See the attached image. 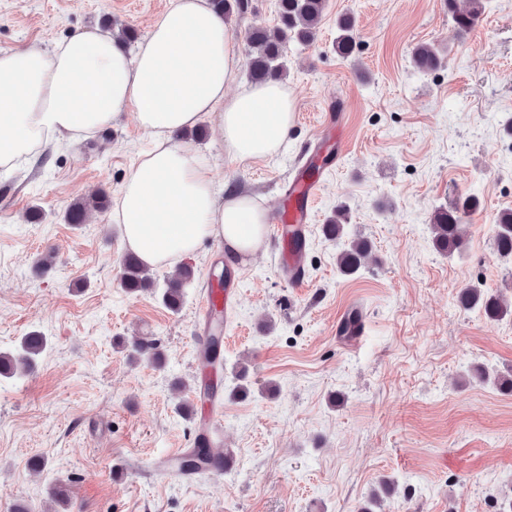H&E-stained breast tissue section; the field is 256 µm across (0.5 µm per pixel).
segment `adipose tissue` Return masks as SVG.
Returning a JSON list of instances; mask_svg holds the SVG:
<instances>
[{
    "instance_id": "1",
    "label": "adipose tissue",
    "mask_w": 512,
    "mask_h": 512,
    "mask_svg": "<svg viewBox=\"0 0 512 512\" xmlns=\"http://www.w3.org/2000/svg\"><path fill=\"white\" fill-rule=\"evenodd\" d=\"M238 63L209 0H171L133 56L112 30L99 28L49 51H0V166L96 134L133 109L153 147L118 191L126 245L150 267L175 264L209 237L234 255L253 254L263 242L265 211L247 194L220 197L208 161L175 138L210 117L232 159L277 154L294 122V102L279 83L226 96Z\"/></svg>"
}]
</instances>
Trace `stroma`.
Here are the masks:
<instances>
[{"label":"stroma","instance_id":"1","mask_svg":"<svg viewBox=\"0 0 512 512\" xmlns=\"http://www.w3.org/2000/svg\"><path fill=\"white\" fill-rule=\"evenodd\" d=\"M170 0H0V51L55 42L112 21L147 37ZM355 19L351 56L336 52V19ZM277 23V0H248L227 22L240 65L227 95L249 83L246 30ZM421 44L442 63L418 71ZM284 84L295 121L275 156L231 160L203 118L187 136L212 180L272 210L309 146L339 161L315 204L305 284L277 275L280 244L251 257L206 240L184 263L194 276L177 311L121 285L126 253L113 210L69 224L67 209L100 188L116 195L153 141L133 111L108 132L0 167V352L48 339L32 372L0 378V512H359L381 481V512H502L512 502V393L469 379L470 365L512 374V315L460 305L477 285L512 303V259L496 252V217L512 211V0H486L459 33L444 0H328L315 41L289 44ZM346 114L343 142L316 140L328 106ZM472 193L465 244L432 242L435 209ZM39 207V223L27 221ZM345 235L323 226L337 208ZM362 237L371 251L343 276L337 255ZM241 277L224 332L217 441L235 466L181 480L159 460L190 449L205 425L179 414L201 379L192 336L204 282L225 264ZM367 318L357 347L336 333L344 310ZM156 342V366L130 357ZM41 456L44 471L29 461ZM66 503L49 496L56 482Z\"/></svg>","mask_w":512,"mask_h":512}]
</instances>
